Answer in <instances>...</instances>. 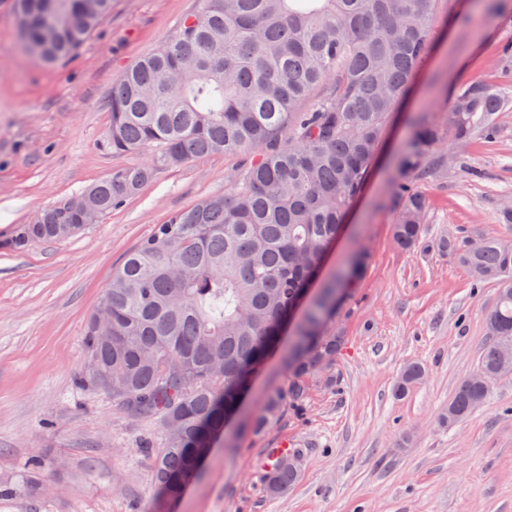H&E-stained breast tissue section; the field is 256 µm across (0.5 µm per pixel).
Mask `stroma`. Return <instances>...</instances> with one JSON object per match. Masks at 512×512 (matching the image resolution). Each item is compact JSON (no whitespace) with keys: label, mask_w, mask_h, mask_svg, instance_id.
<instances>
[{"label":"stroma","mask_w":512,"mask_h":512,"mask_svg":"<svg viewBox=\"0 0 512 512\" xmlns=\"http://www.w3.org/2000/svg\"><path fill=\"white\" fill-rule=\"evenodd\" d=\"M12 4L0 0V240L112 168L144 161L103 147L112 85L198 2L112 0L76 56L52 67L17 49ZM435 37L328 259L336 265L355 247L367 256L332 324L345 339L335 384L311 378L301 405L286 406L262 434L232 426L171 512H512V377L495 382L464 421H438L491 341L485 315L504 284L472 288L469 272L435 246L456 231L512 239V224L499 221L502 199L512 198V112L501 139L449 147L447 169L419 182L430 208L415 251L394 244L389 201L407 117L445 122L458 90L475 82L512 90V70L498 58L512 40V0L484 19L460 0L438 18ZM248 160L216 153L158 169L80 235L0 249V512H162L141 450L160 443L161 426L78 385L86 323L127 252L173 213L223 193ZM415 362L425 376L396 398L401 371ZM289 379L282 357L271 356L240 419L256 416ZM284 442L302 453L300 475L274 498L263 462Z\"/></svg>","instance_id":"1"}]
</instances>
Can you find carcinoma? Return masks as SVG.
I'll use <instances>...</instances> for the list:
<instances>
[{"label": "carcinoma", "instance_id": "1", "mask_svg": "<svg viewBox=\"0 0 512 512\" xmlns=\"http://www.w3.org/2000/svg\"><path fill=\"white\" fill-rule=\"evenodd\" d=\"M443 0H199L154 51L112 84L105 146L147 152L150 162L112 170L78 196L52 202L14 227L4 247L22 252L71 238L137 195L159 167L224 152L254 154L222 195L174 213L112 273L85 334L83 384L112 396L128 414L155 418L153 460L161 497L173 502L194 458L224 434L246 375L273 348L290 302L321 270L363 191L394 112L434 47ZM112 0H15L21 45L48 66L72 58ZM512 94L485 84L460 90L448 126L416 120L395 162L392 235L403 251L422 242L428 198L415 182L448 167L445 137L465 147L504 133ZM288 130V140L282 139ZM480 285L512 277V239L485 236L471 247L450 234L436 242ZM353 250L294 326L286 360L291 379L250 422L261 433L284 406L302 402L310 377L334 364L344 338L326 331L336 296L366 270ZM492 342L457 386L439 421L454 425L512 375V288L486 316ZM404 367L403 397L424 376ZM267 461L266 490L288 492L299 471L288 457Z\"/></svg>", "mask_w": 512, "mask_h": 512}]
</instances>
